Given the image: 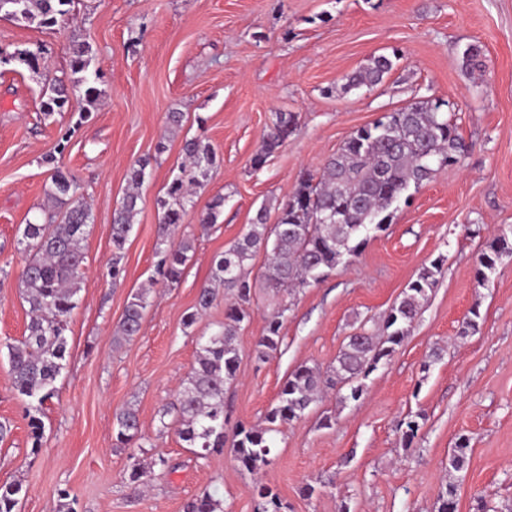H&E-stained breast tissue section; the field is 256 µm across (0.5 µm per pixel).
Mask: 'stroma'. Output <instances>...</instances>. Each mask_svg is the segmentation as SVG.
<instances>
[{
  "mask_svg": "<svg viewBox=\"0 0 512 512\" xmlns=\"http://www.w3.org/2000/svg\"><path fill=\"white\" fill-rule=\"evenodd\" d=\"M77 20L51 29L0 19V48H42L34 73L0 64V343L21 339L30 320L20 295L25 224L41 220L54 167L73 174L92 206L79 305L69 329L67 365L57 393L29 405L0 357V485L21 481L18 512H57L67 490L76 512H184L203 492L224 512H255L254 484L290 512H434L442 483L457 485V512H512V260L478 285L476 259L494 230L512 225V0H79ZM89 43L102 95L71 98L52 116L41 110L49 79L70 73V49ZM484 50L482 74L462 64L467 45ZM398 53L394 70L371 88L343 91L346 75L377 54ZM447 100L471 149L463 165L440 167L395 204L385 231L324 281L290 296L259 288L237 334V380L224 394L230 422L261 424L288 374L307 363L328 368L344 339L380 318L420 270H443L410 334L364 382L359 401L328 395L274 434V461L258 475L231 451L196 458L164 405L195 365L197 344L224 321L216 297L196 312L216 260L248 229L260 206L277 223L278 205L301 176L316 172L356 129L414 97ZM183 113L167 131V115ZM299 124L262 169L252 158L276 113ZM211 145L216 165L196 189L179 229L194 250L178 284L156 285L137 336L112 344L132 291L150 284L157 261L159 206L183 161L184 139ZM167 149L156 154L158 142ZM150 164L138 214L122 253L112 246V213L128 170ZM224 206L201 233L198 213L215 196ZM122 269L113 278V256ZM286 307L282 341L269 359L253 352L265 318ZM477 333L460 335L471 310ZM192 325H185L189 313ZM441 356L429 357L432 348ZM136 409L141 444L117 446L116 415ZM331 426H321L323 416ZM418 416L404 445L398 423ZM42 423L33 435L31 419ZM469 440L464 471L448 454ZM148 470L140 487L125 472L130 454ZM164 456L160 473L152 460ZM315 486L307 494L306 486Z\"/></svg>",
  "mask_w": 512,
  "mask_h": 512,
  "instance_id": "35a3bbf8",
  "label": "stroma"
}]
</instances>
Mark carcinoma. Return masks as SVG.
I'll return each instance as SVG.
<instances>
[{"mask_svg": "<svg viewBox=\"0 0 512 512\" xmlns=\"http://www.w3.org/2000/svg\"><path fill=\"white\" fill-rule=\"evenodd\" d=\"M75 0H0V18L52 28L69 19ZM397 54H379L356 74L348 77L343 89L380 84L395 67ZM94 56L87 43L73 48L69 82L59 80L49 87L42 111L62 110L72 95L93 103L102 90L96 86L98 71L92 68ZM16 61L36 73L41 69L42 51L18 49L10 56L0 50V63ZM463 65L485 67L483 50L468 45L462 53ZM448 101L420 97L405 107L386 112L376 121L355 130L336 155L323 165L319 176H303L288 199L281 203L276 224H266V208L253 218L249 230L224 250L216 261L211 280L198 293L196 310L185 324L192 325L200 312L208 309L216 288L232 292L234 303L224 314V324L199 344L196 365L182 380L175 399L163 409L172 417L179 438L194 449L198 459L224 451L228 418L224 412V392L237 379L240 348L237 330L250 316L253 289L261 286L290 294L323 281L337 266L357 257L370 234L384 231L390 224L394 204L412 187L430 180L434 165L463 163L469 145L448 117ZM298 124L294 112H278L272 127L252 159L260 169L288 139ZM182 151L186 163L168 184L166 197L159 201V232L167 247L157 251L155 272L159 281L173 285L180 281L193 240H174L179 224L193 207L191 187H201L216 164L211 146L198 138H187ZM149 159L137 161L129 170L130 189L112 218V245L124 248L138 213V186L143 182ZM53 209L38 223L24 226L22 243L29 259L21 273V289L30 307V321L24 336L6 344L14 387L37 407L55 395V382L63 369L67 353L66 331L81 290L85 263V228L93 223L92 211L80 193V185L68 172L55 168L48 191ZM224 198L217 197L200 213L198 223L206 233L217 224ZM267 255L259 280L248 275V262L258 251ZM512 258V225L499 227L477 260L478 282H490L498 265ZM442 261H433L408 285L401 300L383 318L382 332L366 327L348 337L336 364L328 371L303 364L289 373L280 387L278 400L267 415L265 428L242 421L232 429V452L238 465L256 473L272 462L271 434L279 427L300 420L325 390L344 383L349 393L341 400L357 401L363 394V380L379 364L389 360L411 331L429 293L438 283ZM151 289L139 288L130 294L124 315L112 336L119 344L136 336L149 305ZM287 307L266 318L262 336L254 344L256 358L264 361L277 352ZM117 441L126 446L143 439L137 413L132 408L116 417ZM469 441L461 436L448 457V471L460 472L467 464ZM23 484L16 481L0 487V512H15ZM260 499L256 512H286L287 504L266 486L257 487ZM437 512H456V485H443L437 498ZM186 512H223L222 502L205 492L186 505Z\"/></svg>", "mask_w": 512, "mask_h": 512, "instance_id": "1", "label": "carcinoma"}]
</instances>
